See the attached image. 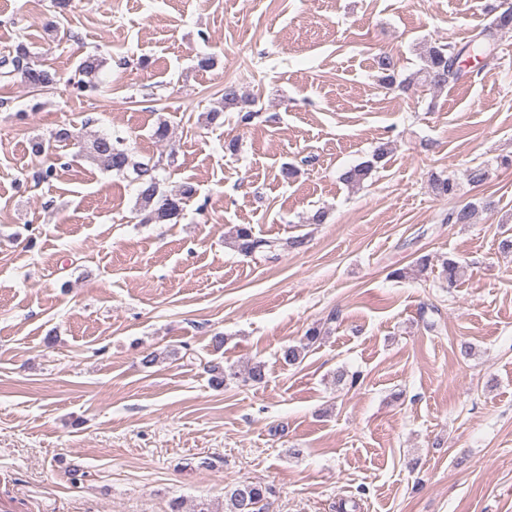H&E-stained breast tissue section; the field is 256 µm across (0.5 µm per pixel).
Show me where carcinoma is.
<instances>
[{"label":"carcinoma","instance_id":"carcinoma-1","mask_svg":"<svg viewBox=\"0 0 512 512\" xmlns=\"http://www.w3.org/2000/svg\"><path fill=\"white\" fill-rule=\"evenodd\" d=\"M512 28V13L497 15L475 38L458 49L450 44L429 45L421 54L422 65L416 73L417 78L433 88H445L455 82L460 76L458 63L460 55L465 51L484 53L493 46L498 32ZM379 82L388 87L397 86L407 89L411 79L397 80V66L392 55L380 53L375 57ZM102 67V60L96 56L86 57L78 66V77H70L67 83L77 90L96 92L99 89L97 74ZM0 77L17 78L21 83L32 89H42L56 82V74L40 65L29 61V51L19 47L16 56L11 60L0 61ZM89 158L98 162L108 171L125 173L129 170L135 174L134 182L138 188L140 210L145 212L144 221L158 224L170 223L179 218L186 203L195 194L192 185L185 183L174 192H166L160 188L156 174L157 165L147 162H135L126 144V139L118 135H103L94 138L87 147ZM390 153L388 144H380L372 154V159L362 162L343 174V180L358 187L372 176L376 164ZM432 194L440 199H455L458 181L451 177L434 176L429 183ZM477 205L469 202L456 206L448 213V222L453 224H470L476 214ZM234 247L248 256H267L279 250L299 248L304 241L298 237L286 241L270 240L254 235L251 226L239 225L232 232ZM462 265L452 258L441 260L440 277L448 286L456 284ZM322 335L319 326L307 330L302 340L294 345L286 346L281 351V359L287 365H295L304 358L305 352ZM211 385L218 388L230 382H260L265 376V365L256 362L244 371H237L229 366L210 367ZM270 486L262 483H252L238 486L224 496V512H264L267 499L272 495Z\"/></svg>","mask_w":512,"mask_h":512}]
</instances>
